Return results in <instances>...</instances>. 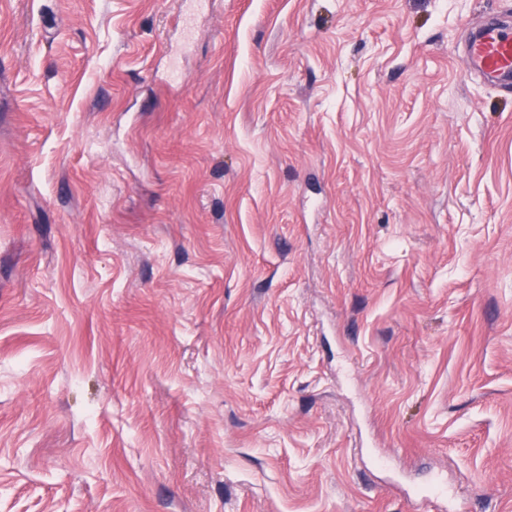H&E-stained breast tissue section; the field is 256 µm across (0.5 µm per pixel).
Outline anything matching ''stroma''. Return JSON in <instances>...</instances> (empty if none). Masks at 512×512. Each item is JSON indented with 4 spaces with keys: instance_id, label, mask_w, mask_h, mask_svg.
<instances>
[{
    "instance_id": "stroma-1",
    "label": "stroma",
    "mask_w": 512,
    "mask_h": 512,
    "mask_svg": "<svg viewBox=\"0 0 512 512\" xmlns=\"http://www.w3.org/2000/svg\"><path fill=\"white\" fill-rule=\"evenodd\" d=\"M0 0V512H512V0ZM466 55L470 66L487 77L512 75V30L489 25L470 42Z\"/></svg>"
}]
</instances>
